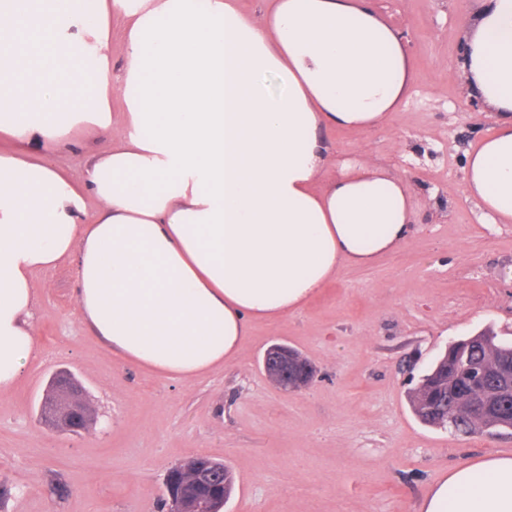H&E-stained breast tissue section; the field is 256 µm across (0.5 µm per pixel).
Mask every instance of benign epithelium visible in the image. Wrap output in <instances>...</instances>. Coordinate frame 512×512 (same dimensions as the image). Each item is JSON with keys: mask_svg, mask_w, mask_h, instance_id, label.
<instances>
[{"mask_svg": "<svg viewBox=\"0 0 512 512\" xmlns=\"http://www.w3.org/2000/svg\"><path fill=\"white\" fill-rule=\"evenodd\" d=\"M292 359V351L285 345L271 346L262 359L266 375L286 390L293 388L289 382L288 368ZM49 387L50 395L46 398L43 419L63 432L76 434L87 429L94 421L93 410L84 397V387L77 378L66 370H59L53 374ZM222 468V462L202 464L195 457L173 467L166 477L167 512H200L202 504L197 502V498L182 490H175V486L184 475L189 474L196 486L205 487L214 479L216 470Z\"/></svg>", "mask_w": 512, "mask_h": 512, "instance_id": "1", "label": "benign epithelium"}]
</instances>
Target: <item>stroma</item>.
Returning a JSON list of instances; mask_svg holds the SVG:
<instances>
[{
    "mask_svg": "<svg viewBox=\"0 0 512 512\" xmlns=\"http://www.w3.org/2000/svg\"><path fill=\"white\" fill-rule=\"evenodd\" d=\"M404 32L415 80L386 125L329 136L338 158L373 161L409 185L405 245L347 267L299 311L255 321L235 362L186 383L119 364L81 321L76 268L33 275L38 353L0 395V512H163L167 472L190 457L233 475L224 512H417L456 464L512 456V435L420 423L409 402L453 342L492 329L512 344V224L465 193L467 153L494 124L467 112L461 19L480 0H373ZM297 349L313 384L280 389L272 344ZM71 371L95 421L78 434L40 418L51 375Z\"/></svg>",
    "mask_w": 512,
    "mask_h": 512,
    "instance_id": "1",
    "label": "stroma"
}]
</instances>
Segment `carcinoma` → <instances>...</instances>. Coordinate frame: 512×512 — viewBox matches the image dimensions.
Wrapping results in <instances>:
<instances>
[{
    "mask_svg": "<svg viewBox=\"0 0 512 512\" xmlns=\"http://www.w3.org/2000/svg\"><path fill=\"white\" fill-rule=\"evenodd\" d=\"M512 364V345L490 330L454 343L410 395L415 416L425 425L460 435L512 434V391L501 389L491 407L484 398L500 389L499 369Z\"/></svg>",
    "mask_w": 512,
    "mask_h": 512,
    "instance_id": "carcinoma-1",
    "label": "carcinoma"
}]
</instances>
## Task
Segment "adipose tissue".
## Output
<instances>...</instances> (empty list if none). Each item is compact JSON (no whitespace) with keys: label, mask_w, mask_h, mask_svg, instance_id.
<instances>
[{"label":"adipose tissue","mask_w":512,"mask_h":512,"mask_svg":"<svg viewBox=\"0 0 512 512\" xmlns=\"http://www.w3.org/2000/svg\"><path fill=\"white\" fill-rule=\"evenodd\" d=\"M123 25L112 77L111 25ZM467 90L495 114L465 190L512 223V0L462 24ZM413 66L371 0H0V395L36 345L35 271L76 265L75 302L117 358L191 381L235 361L253 320L303 307L403 244L412 192L334 161L332 128L386 124ZM112 149L53 164L88 128ZM97 204L86 210L87 199ZM418 512H512V457L453 466Z\"/></svg>","instance_id":"obj_1"}]
</instances>
